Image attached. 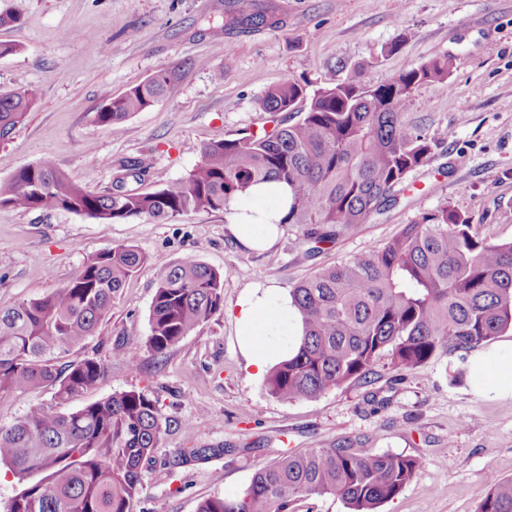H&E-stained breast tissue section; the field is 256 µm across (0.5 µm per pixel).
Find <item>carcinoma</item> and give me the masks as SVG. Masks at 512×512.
<instances>
[{"mask_svg":"<svg viewBox=\"0 0 512 512\" xmlns=\"http://www.w3.org/2000/svg\"><path fill=\"white\" fill-rule=\"evenodd\" d=\"M224 16V31L268 23L245 0ZM451 61L437 57L376 85L342 83L311 95L294 81L265 91L262 107L299 119L270 133L226 138L199 149L200 161L180 180L132 192L142 158L122 167L113 188L92 193L50 159L14 169L0 182V208L63 210L118 222L158 221L186 213L227 212L258 184L288 185L292 201L279 220L297 227L307 253L335 245L394 206L409 175L434 156V143L403 121L412 90L448 80ZM178 93L159 71L118 97L93 122L112 128ZM40 99L39 89L0 92V142L7 141ZM147 261L135 246L114 245L88 256L77 275L43 298L0 309V393L53 387L54 402L37 403L0 424V467L25 478L46 476L14 497L7 512H133L142 469L156 460L165 435L189 431L188 420L164 415L158 400L135 389L64 412L60 406L95 386L107 365L86 357L59 370L55 355L92 335L128 278ZM302 326L294 354L275 365L268 393L284 403L312 399L352 382L367 383L382 356L400 373L444 348L470 349L512 329V241L494 242L444 205L406 224L389 241L324 267L289 290ZM224 307V273L195 258L165 267L153 297L145 345L156 355ZM235 452L187 448L164 457L173 471ZM416 458L362 454L348 444L286 453L258 469L240 496L202 500L197 512H294L307 499L340 498L349 512H376L418 472ZM477 512H512V479H495Z\"/></svg>","mask_w":512,"mask_h":512,"instance_id":"obj_1","label":"carcinoma"}]
</instances>
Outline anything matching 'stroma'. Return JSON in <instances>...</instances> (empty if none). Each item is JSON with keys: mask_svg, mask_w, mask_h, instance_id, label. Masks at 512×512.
<instances>
[{"mask_svg": "<svg viewBox=\"0 0 512 512\" xmlns=\"http://www.w3.org/2000/svg\"><path fill=\"white\" fill-rule=\"evenodd\" d=\"M226 0H0L20 15L0 26V91L37 87V106L0 144V181L51 159L87 190L110 189L120 165L152 168L127 188L158 189L184 178L206 144L272 131L261 99L295 80L307 91L360 80L376 84L410 66L450 56L444 83L414 88L404 112L436 144L396 205L317 255L286 224L267 250L233 237L230 214L189 213L166 222H103L66 211L0 208V308L67 284L86 256L127 244L148 256L82 343L56 367L87 356L106 378L70 409L124 390L154 396L162 412L190 419L166 435L162 453L206 445L227 455L172 472L142 470L134 512H197L201 500L233 496L283 451L351 442L365 454L416 457L417 475L380 512H476L492 478L512 479V400L475 396L467 351L438 352L397 378L380 360L370 383L283 403L248 367L238 343L236 304L247 288H293L322 265L380 245L423 214L449 206L480 236L512 240V0H256L269 18L257 30H224ZM176 78L175 97L121 128L93 123L106 95H120L158 71ZM196 258L224 273V307L162 355L145 346L158 276Z\"/></svg>", "mask_w": 512, "mask_h": 512, "instance_id": "obj_1", "label": "stroma"}]
</instances>
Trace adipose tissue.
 <instances>
[{
  "mask_svg": "<svg viewBox=\"0 0 512 512\" xmlns=\"http://www.w3.org/2000/svg\"><path fill=\"white\" fill-rule=\"evenodd\" d=\"M289 202L286 184L270 182L252 187L231 206L233 236L250 250L268 247L278 235V222ZM235 319L241 352L257 373L267 372L294 353L301 324L283 288L274 284L250 288L237 302ZM470 366L475 395L492 393L512 399V361H504L499 349L492 347L475 354Z\"/></svg>",
  "mask_w": 512,
  "mask_h": 512,
  "instance_id": "obj_1",
  "label": "adipose tissue"
}]
</instances>
